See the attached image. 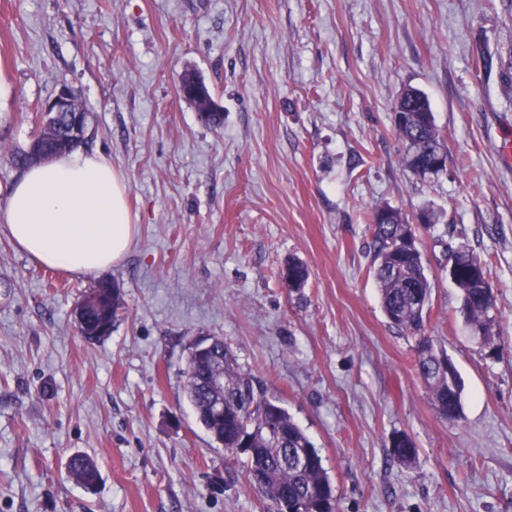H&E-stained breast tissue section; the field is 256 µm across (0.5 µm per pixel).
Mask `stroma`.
<instances>
[{
  "mask_svg": "<svg viewBox=\"0 0 512 512\" xmlns=\"http://www.w3.org/2000/svg\"><path fill=\"white\" fill-rule=\"evenodd\" d=\"M195 69L214 129L177 92ZM121 171L134 243L102 276L39 265L0 223V512H265L198 424L185 347L222 337L323 459L339 512H512V0H0V212L62 87ZM429 98L448 167L403 161L393 108ZM416 225L426 333L463 383L437 413L373 278L370 214ZM486 263L493 336L468 334L448 252ZM306 264L285 287L288 259ZM115 282L90 343L74 309ZM406 433L418 454L392 461ZM92 456L95 489L69 473ZM113 296L108 289H101V293L96 302L92 303L88 309L87 315V326L85 329L77 327L78 332L81 336L92 335L99 326H105L110 328V331L104 337H96L90 342L99 341L111 335L112 326L114 325L118 311L122 308V297L120 288H115L112 285Z\"/></svg>",
  "mask_w": 512,
  "mask_h": 512,
  "instance_id": "1",
  "label": "stroma"
}]
</instances>
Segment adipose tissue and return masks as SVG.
Instances as JSON below:
<instances>
[{"label": "adipose tissue", "mask_w": 512, "mask_h": 512, "mask_svg": "<svg viewBox=\"0 0 512 512\" xmlns=\"http://www.w3.org/2000/svg\"><path fill=\"white\" fill-rule=\"evenodd\" d=\"M0 220L14 246L34 262L78 276L121 262L136 229L123 175L96 152L24 169Z\"/></svg>", "instance_id": "ef3b65f1"}]
</instances>
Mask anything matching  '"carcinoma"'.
Masks as SVG:
<instances>
[{"label": "carcinoma", "instance_id": "obj_1", "mask_svg": "<svg viewBox=\"0 0 512 512\" xmlns=\"http://www.w3.org/2000/svg\"><path fill=\"white\" fill-rule=\"evenodd\" d=\"M209 111L199 115L202 123L218 128L224 123V113L218 111L211 92H206ZM398 135L405 146V161L412 166L428 164L434 146L443 144L434 122L429 100L417 96L413 107L402 105L395 120ZM385 224L373 225L372 246L377 261L374 277L386 317L404 333L416 338L414 367L424 381L438 414L448 420L461 416L462 385L448 387V377L436 367L437 356L444 355L434 348L433 339L425 335L431 295L430 282L422 261V252L404 245V235L410 224L400 210L388 208ZM456 264L465 271L455 282L461 293V312L471 327L483 331L482 342L491 336L495 299L481 258L466 249L454 252ZM122 308L118 288L101 290L99 298L88 309L86 328L80 335H91L100 326L114 325ZM224 367V390H211L207 375ZM187 399L195 411L197 422L215 440H224V448H236L242 439L249 441L253 454L247 456L250 485L268 503L267 512H276L275 505L288 500L301 505L307 512H337L334 487L323 466L322 458L303 430L292 420L279 401L267 395L256 377L243 369L229 347L221 342L215 355L205 363H197L187 355L184 369ZM224 398V419L209 415L214 399ZM280 432L272 440L265 427ZM417 448L405 433L391 440V458L403 466L414 461ZM71 474L84 486L99 480L95 460L84 453L73 455L68 462Z\"/></svg>", "mask_w": 512, "mask_h": 512}]
</instances>
